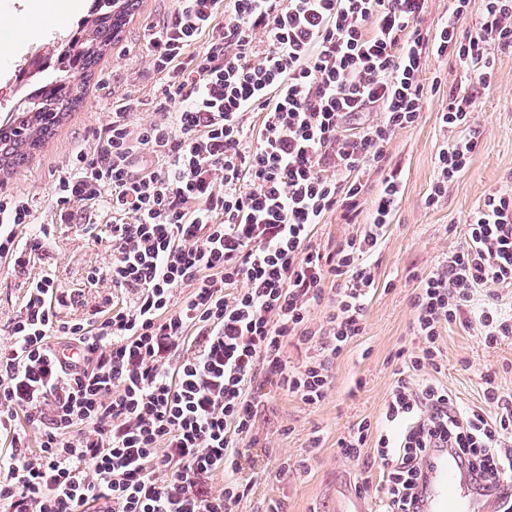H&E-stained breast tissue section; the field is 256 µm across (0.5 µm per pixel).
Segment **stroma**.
<instances>
[{"instance_id":"35a3bbf8","label":"stroma","mask_w":512,"mask_h":512,"mask_svg":"<svg viewBox=\"0 0 512 512\" xmlns=\"http://www.w3.org/2000/svg\"><path fill=\"white\" fill-rule=\"evenodd\" d=\"M175 9V0H138L120 40L98 65L80 108L23 168L0 178V193L28 198L35 224L51 232L48 252L31 261L29 272L34 277L54 273L60 288L75 297L74 306L63 311V320L88 317L92 308L111 298L108 284L87 280L88 272L108 265L111 256L99 241L107 225L92 232L83 224L60 223L53 195L57 171L78 151L94 150L123 95L140 101L128 117L134 130L158 119L167 108L163 79L144 51V37L148 28L171 22ZM494 69L496 84L474 105L481 144L437 205H428L427 196L436 176L437 152L454 136L441 122L447 94L429 96L418 123L394 136L389 152L403 197L372 257L377 288L366 304L365 330L334 361L330 389L320 404L308 405L286 391L268 389L255 432L275 460L268 465L266 479L242 501L240 512H264L272 499L284 502L287 512H358L362 506L381 512L380 497L359 492L360 471L342 457L336 442L358 421L378 419L399 354L417 351L411 296L421 274L464 244L465 219L487 194L512 191V54H496ZM26 278L0 270V346L10 341L8 325L24 304ZM438 343L444 363L439 380L463 405L482 404L481 379L487 373L495 376L504 395L512 396V339L490 348L478 325L456 324L441 329ZM316 432L322 442L313 448L309 439ZM280 458L287 459V472H278Z\"/></svg>"}]
</instances>
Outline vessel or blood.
<instances>
[{"instance_id": "1", "label": "vessel or blood", "mask_w": 512, "mask_h": 512, "mask_svg": "<svg viewBox=\"0 0 512 512\" xmlns=\"http://www.w3.org/2000/svg\"><path fill=\"white\" fill-rule=\"evenodd\" d=\"M418 506L421 512H500L498 500H490L483 489L472 486L467 471L458 462L457 449H429L422 464Z\"/></svg>"}]
</instances>
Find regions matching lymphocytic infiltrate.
Wrapping results in <instances>:
<instances>
[{"instance_id": "1", "label": "lymphocytic infiltrate", "mask_w": 512, "mask_h": 512, "mask_svg": "<svg viewBox=\"0 0 512 512\" xmlns=\"http://www.w3.org/2000/svg\"><path fill=\"white\" fill-rule=\"evenodd\" d=\"M427 2L177 0L145 42L172 110L134 131L138 102L121 98L95 156L77 153L56 176L60 223L111 212L112 260L90 279L120 301L69 322L72 296L51 276L30 280L0 346V431L13 446L0 512H238L263 477L243 470L265 388L319 404L333 360L365 330L369 258L402 198L393 137L447 90L441 120L456 137L437 153L432 206L480 143L474 97L495 83L493 54L512 52V0H483L473 23L472 0H451L433 29ZM432 57L454 62L467 88L427 77ZM333 213L362 230L323 249L312 230ZM466 224L464 246L411 298L420 345L396 367L380 420L337 442L363 492L374 444L385 512H413L423 458L440 441L472 480L512 478V398L494 377L483 378L492 416L414 380L442 372L440 330L462 320L474 289L512 286V193L488 194ZM49 236L27 199L0 198V263L12 273L26 274ZM326 301L335 313L313 325ZM291 339L310 352L297 369L283 354Z\"/></svg>"}]
</instances>
